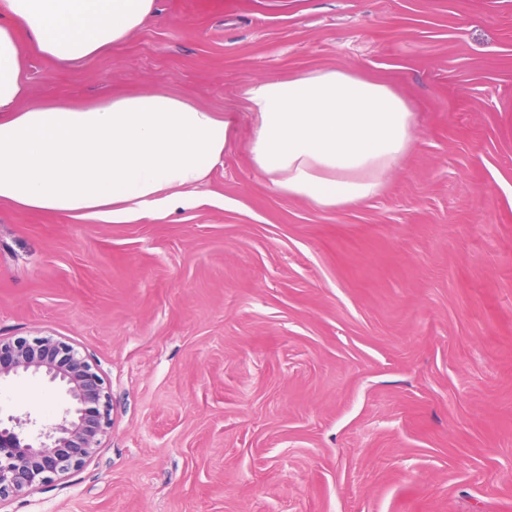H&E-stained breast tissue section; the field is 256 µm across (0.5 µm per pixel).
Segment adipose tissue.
I'll return each mask as SVG.
<instances>
[{
	"label": "adipose tissue",
	"instance_id": "adipose-tissue-1",
	"mask_svg": "<svg viewBox=\"0 0 512 512\" xmlns=\"http://www.w3.org/2000/svg\"><path fill=\"white\" fill-rule=\"evenodd\" d=\"M155 0H0V202L133 224L190 207L223 163L232 117L163 92L20 107L24 56L72 64L124 43ZM253 167L320 210L377 196L411 153L416 117L393 86L345 70L250 82Z\"/></svg>",
	"mask_w": 512,
	"mask_h": 512
}]
</instances>
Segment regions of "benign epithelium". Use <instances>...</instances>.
<instances>
[{"instance_id": "obj_1", "label": "benign epithelium", "mask_w": 512, "mask_h": 512, "mask_svg": "<svg viewBox=\"0 0 512 512\" xmlns=\"http://www.w3.org/2000/svg\"><path fill=\"white\" fill-rule=\"evenodd\" d=\"M42 376L68 406L61 419L36 428L30 417L0 420V503L28 495L53 477L82 466L101 447L110 425V394L89 359L54 336L0 337V381Z\"/></svg>"}]
</instances>
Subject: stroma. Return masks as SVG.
<instances>
[{
    "mask_svg": "<svg viewBox=\"0 0 512 512\" xmlns=\"http://www.w3.org/2000/svg\"><path fill=\"white\" fill-rule=\"evenodd\" d=\"M326 69L397 86L419 131L336 211L247 154L249 82ZM26 79L27 106L154 90L238 123L165 219L0 203V336L64 338L112 398L97 454L0 512H512V0H156ZM65 406L0 385L4 419Z\"/></svg>",
    "mask_w": 512,
    "mask_h": 512,
    "instance_id": "35a3bbf8",
    "label": "stroma"
}]
</instances>
